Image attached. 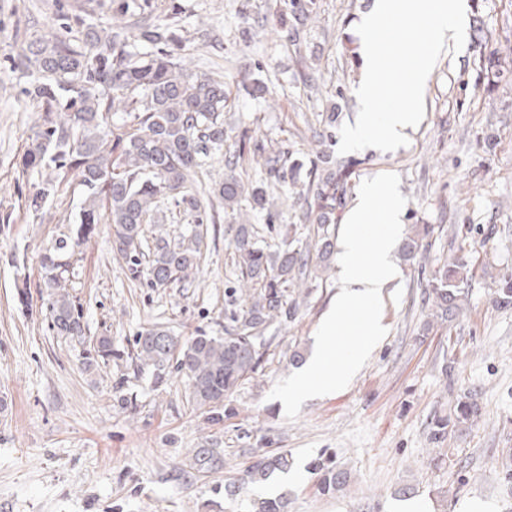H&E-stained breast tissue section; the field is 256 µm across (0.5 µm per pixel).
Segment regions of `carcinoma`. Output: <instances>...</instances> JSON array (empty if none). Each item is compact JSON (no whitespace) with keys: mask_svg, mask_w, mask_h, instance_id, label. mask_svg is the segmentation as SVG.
Returning <instances> with one entry per match:
<instances>
[{"mask_svg":"<svg viewBox=\"0 0 512 512\" xmlns=\"http://www.w3.org/2000/svg\"><path fill=\"white\" fill-rule=\"evenodd\" d=\"M314 0H290L292 29L288 39L301 42L300 33L313 13ZM176 43L171 24L144 21L136 27L116 21L83 37L66 30L32 40L21 50V61L31 77L28 95L41 104L43 114L23 154L25 170L53 168L29 198L28 208L41 211L57 184L74 177L83 188L76 227L55 239L40 254L51 327L59 336L84 339L82 306L66 289L70 258L99 224L112 229V249L127 264L130 278L153 288H169L195 275L200 268L204 239L203 215L213 207L212 198L224 202V211L270 213L269 190L283 188L295 179L302 163L290 151L251 143L247 133L224 159V180L208 191L196 180L198 169L224 150V81L209 73H186L170 50ZM263 159L265 178L259 184L244 181L237 168L248 155ZM351 160L338 161L329 146L310 161L298 195L313 218V230L302 236L295 224H269L276 233L274 246L255 224H234L231 264L238 285L225 289L224 335L205 332L183 340L154 325L135 340L134 360L140 369L153 370L156 383L175 365L187 381L186 395L207 415L224 420V400L254 378L274 341L265 335L272 325L293 322L299 312L300 289L322 277L331 266L336 249L335 224L347 191ZM171 197L191 217L177 236L158 231L160 203ZM433 233L429 224H414L402 245L404 259L428 247ZM466 264L448 259L425 290L428 316L451 321L465 313L469 292ZM493 303L512 306V283L494 292ZM116 356L112 337L98 336L83 350L86 370L107 366ZM479 416L472 396L456 399L448 415L435 419L431 443L440 445L451 433L461 432ZM224 451L204 445L193 450L199 472L224 468ZM288 466L284 456H264L248 466L241 485L265 481L276 469ZM313 470L325 494L343 491L350 473L330 459H317ZM253 512H288V499L252 501Z\"/></svg>","mask_w":512,"mask_h":512,"instance_id":"cac0c4a2","label":"carcinoma"}]
</instances>
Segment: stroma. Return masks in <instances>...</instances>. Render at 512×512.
<instances>
[{
  "label": "stroma",
  "mask_w": 512,
  "mask_h": 512,
  "mask_svg": "<svg viewBox=\"0 0 512 512\" xmlns=\"http://www.w3.org/2000/svg\"><path fill=\"white\" fill-rule=\"evenodd\" d=\"M468 2L466 45L439 58L408 145L353 154L351 188L396 173L404 226L434 227L428 250L400 263L398 280L383 291L386 337L346 389L286 419L268 394L294 373V350H313L339 288L329 270L311 283L255 379L230 397L234 416L214 425L187 403L181 374L169 372L157 388L151 373L125 361L86 372L79 341L51 330L39 255L72 223L82 188L69 179L42 211L27 207L48 174L22 170L42 108L24 93L30 76L17 54L65 26L110 25L120 7L169 20L187 70L219 74L229 93L224 124L233 136L197 175L211 188L223 181L241 132L312 156L323 130L317 113L334 109L337 125L353 122L362 79L356 27L370 0H316L297 47L286 37L287 0H0V512H247L258 486L233 497L224 488L260 455L286 456L300 475L279 489L288 512H386L408 484L434 512H461L473 500L512 512V309L491 302L512 279V0ZM494 51L503 74L490 81L481 61ZM259 82L265 94H256ZM208 218L196 279L164 290L131 280L109 225H99L70 259L68 291L85 310L87 336L109 335L127 352L156 324L183 337L201 329L223 335L233 218L220 208ZM451 256L471 271L467 309L431 325L425 287ZM467 393L481 416L447 439L436 460L431 424ZM122 395L131 408L121 406ZM209 442L223 448L226 466L204 476L191 457ZM323 454L350 471L345 491L319 492L310 463Z\"/></svg>",
  "instance_id": "stroma-1"
}]
</instances>
